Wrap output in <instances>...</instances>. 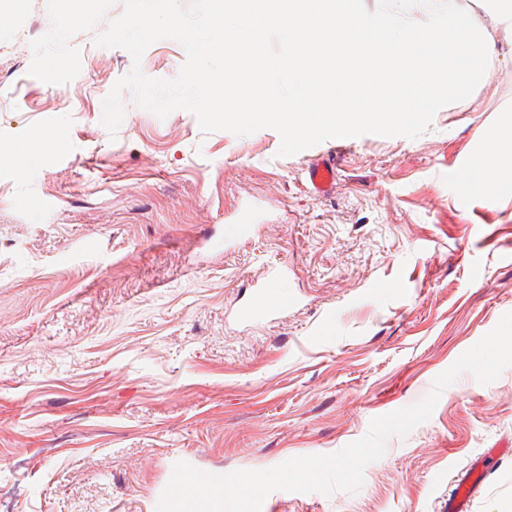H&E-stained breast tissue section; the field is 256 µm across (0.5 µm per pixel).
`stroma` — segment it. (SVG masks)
<instances>
[{"label": "stroma", "mask_w": 512, "mask_h": 512, "mask_svg": "<svg viewBox=\"0 0 512 512\" xmlns=\"http://www.w3.org/2000/svg\"><path fill=\"white\" fill-rule=\"evenodd\" d=\"M496 54L473 93L418 138L367 134L279 156L271 128L204 133L123 91L171 81L172 39L140 60L96 42L125 0H0V146L55 133L36 160L0 161V512H156L175 463L212 474L332 454L435 379L512 312V168L462 189L512 106V26L456 0ZM336 159L333 194L307 168ZM248 224L234 238L231 225ZM298 298L234 323L269 264ZM488 448L507 449L472 512H512V366L462 374L430 419L364 471L357 492L276 490L261 512H444Z\"/></svg>", "instance_id": "1"}]
</instances>
